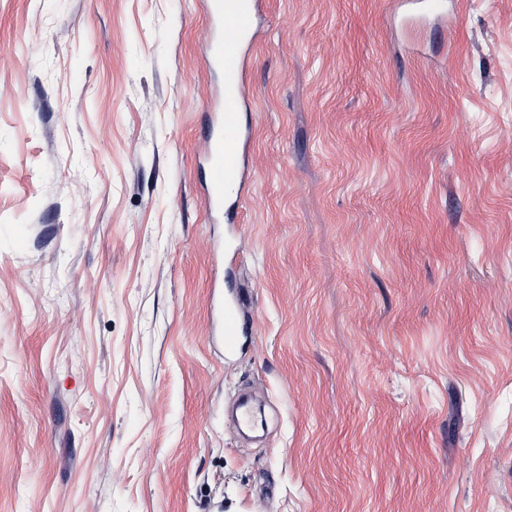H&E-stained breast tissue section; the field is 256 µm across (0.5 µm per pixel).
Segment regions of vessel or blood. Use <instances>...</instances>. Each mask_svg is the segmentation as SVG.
Instances as JSON below:
<instances>
[{
	"mask_svg": "<svg viewBox=\"0 0 512 512\" xmlns=\"http://www.w3.org/2000/svg\"><path fill=\"white\" fill-rule=\"evenodd\" d=\"M255 0H209L213 37L209 45V64L224 79V100L216 108V134L206 150L208 188L205 197L207 211L212 215L224 212V197L243 193L251 175L245 165L249 144L240 114L245 94L242 49L254 38L252 19ZM221 316L220 334L225 352L237 350L242 333V307L235 300L217 303Z\"/></svg>",
	"mask_w": 512,
	"mask_h": 512,
	"instance_id": "b4317fda",
	"label": "vessel or blood"
}]
</instances>
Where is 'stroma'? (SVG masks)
<instances>
[{
  "label": "stroma",
  "instance_id": "35a3bbf8",
  "mask_svg": "<svg viewBox=\"0 0 512 512\" xmlns=\"http://www.w3.org/2000/svg\"><path fill=\"white\" fill-rule=\"evenodd\" d=\"M432 3L258 0L215 224L205 0H0V512H512V0ZM217 310L221 316L220 336L224 339V351L232 353L240 344L241 314L244 310L238 301H224L223 297L217 301Z\"/></svg>",
  "mask_w": 512,
  "mask_h": 512
}]
</instances>
